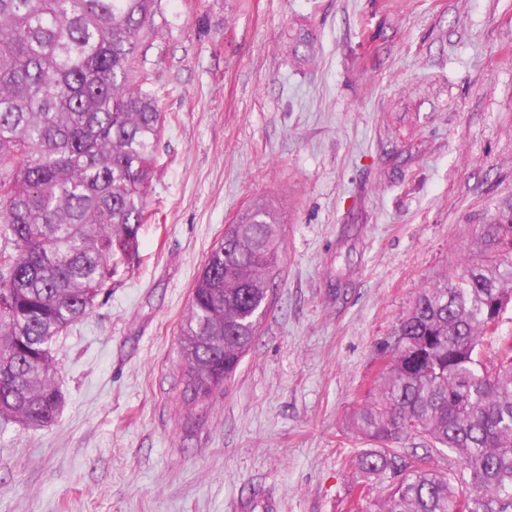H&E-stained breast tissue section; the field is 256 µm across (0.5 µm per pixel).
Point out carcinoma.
Here are the masks:
<instances>
[{
	"label": "carcinoma",
	"mask_w": 512,
	"mask_h": 512,
	"mask_svg": "<svg viewBox=\"0 0 512 512\" xmlns=\"http://www.w3.org/2000/svg\"><path fill=\"white\" fill-rule=\"evenodd\" d=\"M156 0H0V423L43 428L62 396L52 344L138 256L164 124L131 68ZM280 218L255 198L212 247L179 330L188 400L236 372L274 293ZM502 257L425 288L395 329L377 397L352 428L380 444L358 486L389 481L376 512H512V223L485 225ZM422 439L408 448L405 440ZM458 455L438 473L432 452Z\"/></svg>",
	"instance_id": "1"
}]
</instances>
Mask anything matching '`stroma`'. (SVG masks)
<instances>
[{
  "mask_svg": "<svg viewBox=\"0 0 512 512\" xmlns=\"http://www.w3.org/2000/svg\"><path fill=\"white\" fill-rule=\"evenodd\" d=\"M153 23L158 221L54 344L55 422L0 428V512H349L372 446L351 417L396 327L512 210V0H158ZM258 197L276 289L198 407L177 333Z\"/></svg>",
  "mask_w": 512,
  "mask_h": 512,
  "instance_id": "1",
  "label": "stroma"
}]
</instances>
